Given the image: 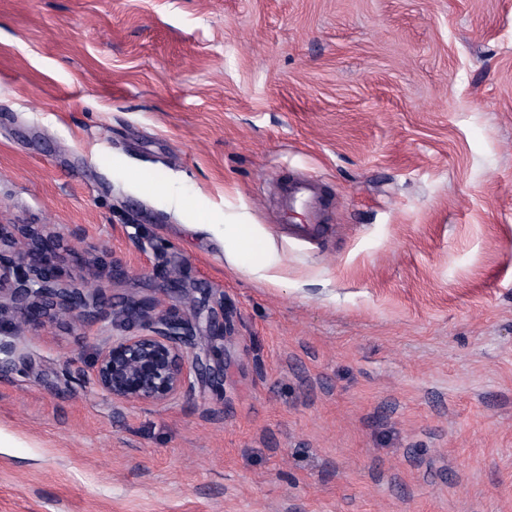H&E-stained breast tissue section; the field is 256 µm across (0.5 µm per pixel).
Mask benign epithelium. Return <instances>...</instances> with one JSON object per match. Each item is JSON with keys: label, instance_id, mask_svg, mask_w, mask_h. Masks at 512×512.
Listing matches in <instances>:
<instances>
[{"label": "benign epithelium", "instance_id": "7a95c632", "mask_svg": "<svg viewBox=\"0 0 512 512\" xmlns=\"http://www.w3.org/2000/svg\"><path fill=\"white\" fill-rule=\"evenodd\" d=\"M73 231L42 225H0V322L17 320L31 333L58 315H68L80 331L112 319L110 288L98 278L88 260L76 274H66L55 259ZM201 309L172 315L149 297L130 296L123 302L129 335L100 341L91 366V380L116 406H162L192 383L204 378L214 388L224 382V341L230 327L224 316L208 320L209 346L197 352V319Z\"/></svg>", "mask_w": 512, "mask_h": 512}]
</instances>
